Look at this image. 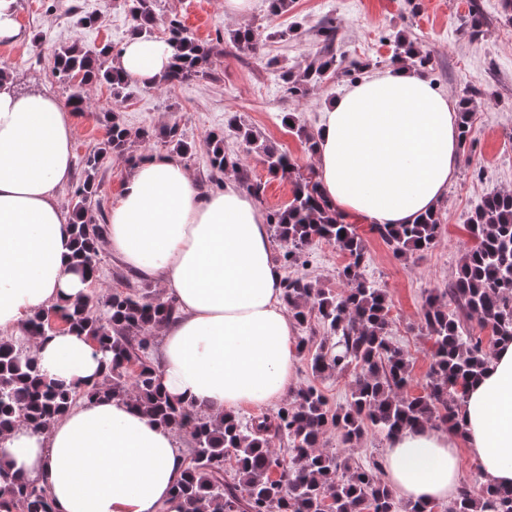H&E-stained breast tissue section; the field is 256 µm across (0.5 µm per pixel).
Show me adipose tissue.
<instances>
[{
  "instance_id": "ef3b65f1",
  "label": "adipose tissue",
  "mask_w": 512,
  "mask_h": 512,
  "mask_svg": "<svg viewBox=\"0 0 512 512\" xmlns=\"http://www.w3.org/2000/svg\"><path fill=\"white\" fill-rule=\"evenodd\" d=\"M170 58L162 43L135 36L114 65L150 86ZM454 115V100L410 66L364 76L320 114L312 155L321 194L369 224H410L435 210L458 160ZM75 129V112L52 96L0 79V331L23 335L35 311L73 304L86 290L59 196ZM106 241L178 307L159 329V375L171 396L200 412L234 413L288 395L297 328L265 216L234 175L205 194L178 156L139 163L109 211ZM33 345L53 382L74 388L100 376L87 336L67 329ZM458 417L459 431L428 422L389 439L383 479L400 499L453 500L464 450L485 486L512 487V343L494 345ZM187 463L171 427L109 397L78 401L48 432L20 424L0 437V464L43 484L55 512H180L173 490Z\"/></svg>"
}]
</instances>
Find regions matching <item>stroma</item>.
Wrapping results in <instances>:
<instances>
[{"instance_id":"35a3bbf8","label":"stroma","mask_w":512,"mask_h":512,"mask_svg":"<svg viewBox=\"0 0 512 512\" xmlns=\"http://www.w3.org/2000/svg\"><path fill=\"white\" fill-rule=\"evenodd\" d=\"M224 2L157 0L160 19H179L199 42L214 47L209 75L171 89L134 83L129 97L120 104L115 103L107 85L90 87L89 109L77 116L76 163L62 189L64 200H71L82 185L85 172L81 160L105 139L107 120L116 112L133 132L177 126L192 148L184 162L200 191L207 194L217 190L208 161L207 136L213 131L223 133L226 152L238 155L251 180L264 187L257 206L266 214L283 208L292 198L290 175L269 173L262 158L229 131L228 119L237 117L259 140L275 143L299 167L311 166L305 136L314 133L325 106L363 75L391 68V38L402 34L426 56L421 70L439 93L472 99L473 143L460 150L448 193L438 208L443 230L436 244L403 260L380 238L364 237L362 272L387 295L389 334L411 363L410 394L423 393L430 370L429 344L421 329L425 297L453 277L469 243L465 225L484 195L512 191V21L504 15L502 0H355L352 9L346 7V0H293L288 11L278 16L269 15L266 0H248L241 15L227 12ZM474 5L485 19L477 34L468 24ZM15 6L23 36L15 42H0V69L12 76L18 87L37 82L62 102L69 91L52 73L54 47L77 39L89 46L109 43L119 47L132 34L124 0H15ZM90 14L97 16L96 25L81 27L80 19ZM328 22L338 32V57L346 63L360 62V69L349 76L330 74L307 96L288 95L281 67L311 59L322 45L318 31ZM244 26L270 30L271 36L263 40L258 54L240 52L230 44V32ZM288 114L294 117L295 128L285 125ZM300 126L305 128V136L297 135ZM171 151V144L162 139L146 143L136 139L129 155L106 159L96 174L102 210H110L133 168L132 157ZM304 258V271L318 287L344 291L339 272L348 258L334 245L313 242ZM125 280L153 292L158 289L153 281L137 277L109 249H102L97 292L110 294ZM297 384L315 385L333 409L345 404L352 377L346 373L315 376L303 357ZM323 447L350 465L365 466L382 459L386 440L369 428L360 444L348 447L332 430L325 435Z\"/></svg>"}]
</instances>
